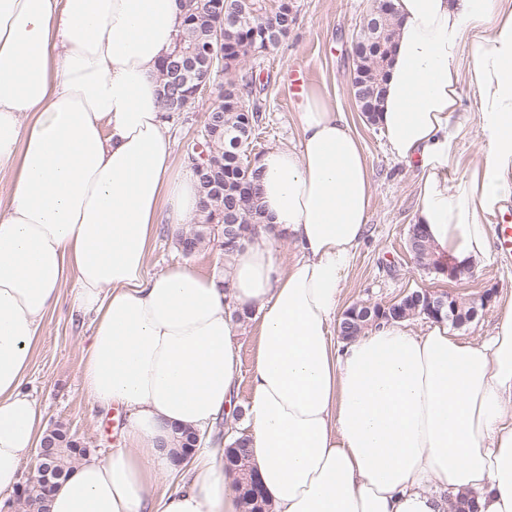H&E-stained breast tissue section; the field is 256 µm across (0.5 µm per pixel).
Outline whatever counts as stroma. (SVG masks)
Instances as JSON below:
<instances>
[{"label": "stroma", "instance_id": "1", "mask_svg": "<svg viewBox=\"0 0 512 512\" xmlns=\"http://www.w3.org/2000/svg\"><path fill=\"white\" fill-rule=\"evenodd\" d=\"M296 22L288 38L260 57H247L237 75L253 78L265 102L263 149L297 147L298 107L287 71L304 65L311 70L309 90L322 94L347 115L358 134L373 170L374 196L369 231L358 248L352 270L344 284L341 306L358 302L388 304L407 292L428 289L473 298L491 292L490 305L474 321L455 329L465 340L491 334L503 307L512 298V265L501 266L497 253L471 266L458 278L447 272L419 265L407 247V234L414 224L418 206L415 170L391 157L377 126L368 123L352 93L355 68L352 41L373 9V0H292ZM461 110L455 116L458 133L449 143L452 165L449 181L472 170L481 154L478 133V97L468 82H461ZM217 92L208 89L191 110L171 114L168 133L176 160H183L200 130ZM89 320L73 311L68 298H61L49 313L47 325L34 351L28 373V387L37 400L45 428L63 425L70 435L92 451L122 447L121 429L126 412L100 414L85 395L80 377ZM254 323L237 327L243 377L236 391L234 420L222 419L213 427L215 439L222 440L235 421L244 420L251 391L247 375L254 358Z\"/></svg>", "mask_w": 512, "mask_h": 512}]
</instances>
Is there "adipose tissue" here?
I'll return each mask as SVG.
<instances>
[{"label": "adipose tissue", "instance_id": "obj_1", "mask_svg": "<svg viewBox=\"0 0 512 512\" xmlns=\"http://www.w3.org/2000/svg\"><path fill=\"white\" fill-rule=\"evenodd\" d=\"M182 0H0V494L44 429L25 388L46 316L69 294L92 317L81 379L93 406L128 413L124 447L80 461L48 512H241L222 443L241 373L237 316L257 310L251 463L273 512H512V304L482 341L402 323L339 342L331 326L368 232L373 172L344 113L308 97L300 148L256 163L264 223L223 278L175 263L149 273L157 224L200 211L176 164L159 70ZM398 19L376 116L418 170L416 221L441 261L469 266L489 215L512 201V0H392ZM477 44V165L456 183L459 55ZM289 237L297 258L276 252ZM200 440L176 463L173 430ZM181 481L154 501L166 474Z\"/></svg>", "mask_w": 512, "mask_h": 512}]
</instances>
